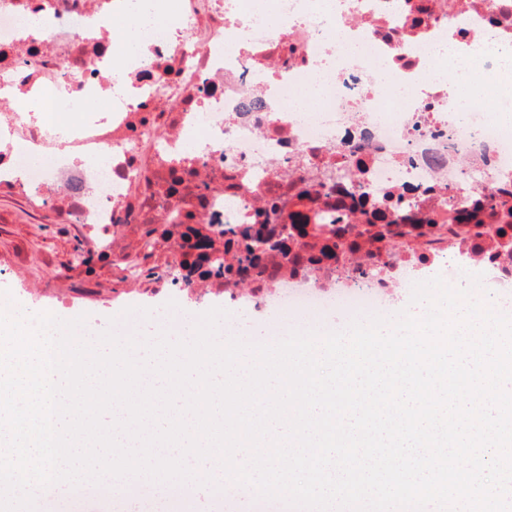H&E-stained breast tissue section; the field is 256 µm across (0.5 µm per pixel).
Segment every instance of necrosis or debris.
Masks as SVG:
<instances>
[{
	"label": "necrosis or debris",
	"mask_w": 512,
	"mask_h": 512,
	"mask_svg": "<svg viewBox=\"0 0 512 512\" xmlns=\"http://www.w3.org/2000/svg\"><path fill=\"white\" fill-rule=\"evenodd\" d=\"M159 2L0 0V102H13L0 193L38 210L63 198L83 254L112 261L113 304L158 281L236 308L370 314L422 268L452 282L489 269L512 293L491 208L512 202V125L455 103L478 71L499 72L495 50L468 52L482 38L512 48V0H176L169 18ZM122 12L150 31L130 54L103 24ZM448 45L466 56L442 79L448 58L432 50ZM314 84V108L298 107ZM50 89L70 111L89 96L102 106L58 132L30 108ZM377 206L397 215L380 258L365 243L320 262L293 234L266 249L263 274L195 267L196 233L219 250L282 224L356 237Z\"/></svg>",
	"instance_id": "necrosis-or-debris-1"
}]
</instances>
